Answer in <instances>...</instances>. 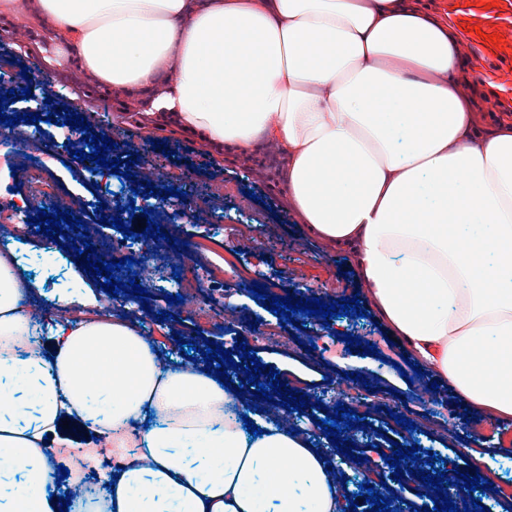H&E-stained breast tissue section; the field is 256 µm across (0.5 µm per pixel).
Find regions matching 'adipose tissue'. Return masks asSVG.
Masks as SVG:
<instances>
[{
  "label": "adipose tissue",
  "mask_w": 512,
  "mask_h": 512,
  "mask_svg": "<svg viewBox=\"0 0 512 512\" xmlns=\"http://www.w3.org/2000/svg\"><path fill=\"white\" fill-rule=\"evenodd\" d=\"M61 60L141 95L142 119L246 153L270 143L309 232L351 258L374 310L473 409L512 419V122L482 124L460 41L406 0H28ZM0 249V339L30 285ZM89 312L26 358L0 349V499L59 512L106 437L112 512H343L338 472L138 325Z\"/></svg>",
  "instance_id": "ef3b65f1"
}]
</instances>
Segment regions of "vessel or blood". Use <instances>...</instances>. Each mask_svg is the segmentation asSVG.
<instances>
[{"mask_svg": "<svg viewBox=\"0 0 512 512\" xmlns=\"http://www.w3.org/2000/svg\"><path fill=\"white\" fill-rule=\"evenodd\" d=\"M461 31V37L477 63L478 78L494 90L498 100L512 99V0H496L486 8L481 0H439ZM501 36L500 44L490 43L489 34Z\"/></svg>", "mask_w": 512, "mask_h": 512, "instance_id": "vessel-or-blood-1", "label": "vessel or blood"}]
</instances>
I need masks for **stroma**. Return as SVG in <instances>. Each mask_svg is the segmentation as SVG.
Returning a JSON list of instances; mask_svg holds the SVG:
<instances>
[{
  "label": "stroma",
  "mask_w": 512,
  "mask_h": 512,
  "mask_svg": "<svg viewBox=\"0 0 512 512\" xmlns=\"http://www.w3.org/2000/svg\"><path fill=\"white\" fill-rule=\"evenodd\" d=\"M53 51V44L45 42L41 29L29 24L24 16L0 20L1 73H20L32 65L34 56L46 57ZM49 77L55 95L48 109L54 119L40 127L43 133L37 147L41 164L47 179L65 195L77 193L88 200V207L81 210L84 223L98 224L101 238L115 237L117 229L101 223L94 209L96 203L121 208L120 218L125 221L129 218L125 206L132 203L155 209L158 192L172 187L188 192L198 209L194 222L179 223L172 229L173 237L185 244L187 256L200 266L240 262L246 268L244 276L213 281L204 299L214 309L231 306L233 317L223 326L213 319L200 318L192 301L180 306L167 304V296L173 293L172 269L167 266L156 271L148 303L151 310H168L170 318L164 328L149 325L147 333L154 336L162 355L198 362L207 341H214L225 350L245 343L261 364L279 371L293 387L316 400V407L304 408L292 421L312 446L329 447L326 433L314 420L326 418L328 409L342 403L362 421L361 427L351 432L357 455L378 463L394 445L418 447L421 461H428L433 455L441 457L448 480H455L460 472H479L486 487L475 491L474 497L486 512H512V420L466 411L462 400L448 386L433 388V373L410 382L401 376V368L415 361V354L372 312L368 294L357 280L349 257L312 237L300 224L276 180L275 172L282 159L274 147L263 143L245 155L224 154L184 135L168 119L141 126L130 124L129 117L138 108L137 97L101 86L92 72L53 66ZM76 97L81 99L84 111L108 113L113 125L127 128L125 143L112 151L113 157L120 160L118 174H94L71 163L73 148H86L87 143L65 140L59 122ZM158 146L165 147L169 161L152 177L155 194H133L130 176L146 170ZM188 169L196 175L191 187L182 179ZM14 220L19 270L32 285L36 300L49 307L64 295L75 299L89 291L100 293L96 276L87 274L78 265L73 250L67 249L66 236H59V247L49 266L42 270L33 267L31 253L24 244L35 238L36 228L28 224L24 215H15ZM255 233L264 239L288 242V255L262 246L242 253L243 244ZM257 283L278 285L283 297L299 295L327 304H340L345 297L359 298L364 317L331 320L326 333L338 339L348 333L358 336L362 342L376 345V352L367 355L345 350L330 356L312 348V327L306 314L300 312L294 314L292 321L282 322L280 316L255 300L252 287ZM257 320L267 327H280L282 340L264 343L253 336L242 338L243 326ZM182 339L191 342L190 354L181 352L178 342ZM343 371L366 378L374 393L368 405H361L346 393L332 394L331 382ZM398 414L414 422V429L397 424L394 417Z\"/></svg>",
  "instance_id": "35a3bbf8"
}]
</instances>
